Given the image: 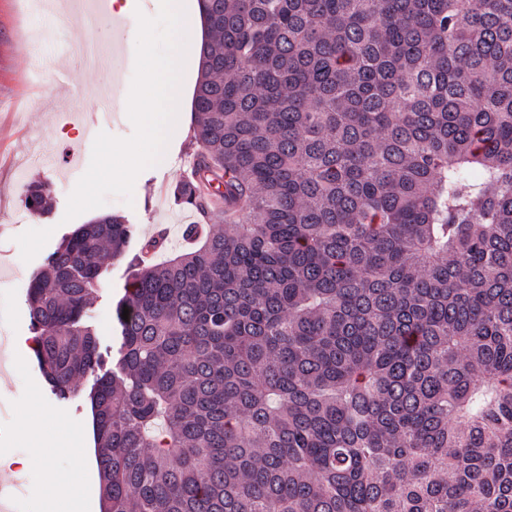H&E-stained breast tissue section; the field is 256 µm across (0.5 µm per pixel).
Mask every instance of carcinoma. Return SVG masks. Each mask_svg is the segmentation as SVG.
Wrapping results in <instances>:
<instances>
[{
  "label": "carcinoma",
  "instance_id": "carcinoma-1",
  "mask_svg": "<svg viewBox=\"0 0 512 512\" xmlns=\"http://www.w3.org/2000/svg\"><path fill=\"white\" fill-rule=\"evenodd\" d=\"M199 5L173 195L243 222L130 260L110 368L125 216L26 294L52 394L93 378L101 512H512V0Z\"/></svg>",
  "mask_w": 512,
  "mask_h": 512
}]
</instances>
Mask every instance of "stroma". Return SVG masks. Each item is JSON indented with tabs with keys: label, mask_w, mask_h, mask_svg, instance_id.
I'll return each instance as SVG.
<instances>
[{
	"label": "stroma",
	"mask_w": 512,
	"mask_h": 512,
	"mask_svg": "<svg viewBox=\"0 0 512 512\" xmlns=\"http://www.w3.org/2000/svg\"><path fill=\"white\" fill-rule=\"evenodd\" d=\"M51 10L36 0H0V354L9 375H0V457L29 458L28 468L0 473V484L15 490L13 512H49L51 491L40 477L41 455L60 473L75 476L80 493L72 512H100L96 458L77 463L65 450L53 423H46L39 447L15 435L16 416L3 411L20 405L31 411L41 400L78 426L91 424L90 380L77 397L52 395L28 341L32 333L25 305L27 288L46 257L64 236L92 219L122 212L136 227L129 252L139 253L157 227L176 228L193 221L178 206L174 184L188 172L198 145L192 110L169 115L161 160L143 166L135 183L112 173V148L141 140L144 130L126 117L141 90L144 57L122 39L109 18L87 29L84 17L99 0H51ZM111 122L92 124L100 90L111 84ZM51 192L48 214L24 205L27 184ZM128 279V261L110 262L90 309L102 347L115 344L114 307Z\"/></svg>",
	"instance_id": "35a3bbf8"
}]
</instances>
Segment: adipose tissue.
I'll use <instances>...</instances> for the list:
<instances>
[{"instance_id":"obj_1","label":"adipose tissue","mask_w":512,"mask_h":512,"mask_svg":"<svg viewBox=\"0 0 512 512\" xmlns=\"http://www.w3.org/2000/svg\"><path fill=\"white\" fill-rule=\"evenodd\" d=\"M158 2L171 20L174 43L167 54L148 56L144 66V92L136 96L130 117L145 127V136L136 146L112 149L113 155L129 174L152 161L159 153L167 115L179 111L183 104L184 65L200 56L195 44L202 30V21L189 0Z\"/></svg>"}]
</instances>
